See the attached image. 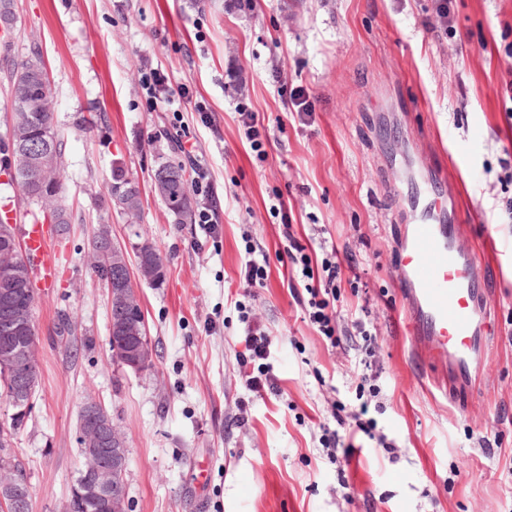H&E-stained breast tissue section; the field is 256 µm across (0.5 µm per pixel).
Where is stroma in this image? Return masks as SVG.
Masks as SVG:
<instances>
[{
    "label": "stroma",
    "mask_w": 512,
    "mask_h": 512,
    "mask_svg": "<svg viewBox=\"0 0 512 512\" xmlns=\"http://www.w3.org/2000/svg\"><path fill=\"white\" fill-rule=\"evenodd\" d=\"M16 3L9 54L39 50L48 67L71 214L53 239L58 280L36 296L37 394L10 448L33 512H66L89 398L126 438L128 512H512V223L500 221L512 122L499 96L512 79V0H451L446 29L436 0ZM147 64L186 97L147 101ZM293 88L314 112L295 114ZM243 109L266 129L260 150ZM165 162L210 173L216 230L175 223L152 193ZM118 165L142 191L132 228L110 199ZM427 182L440 184L458 246L487 283L485 344L458 375L415 354L406 333L398 250ZM285 217L312 251L335 246L356 265L338 284L336 324L376 338L377 427L337 464L321 426L358 413L359 353L327 346L299 303L304 289L288 287ZM102 221L116 242H151L164 259L162 282L135 285L154 350L144 371L112 361L90 257ZM251 247L270 276L248 289ZM246 315L271 339L279 391L261 398L240 364Z\"/></svg>",
    "instance_id": "obj_1"
}]
</instances>
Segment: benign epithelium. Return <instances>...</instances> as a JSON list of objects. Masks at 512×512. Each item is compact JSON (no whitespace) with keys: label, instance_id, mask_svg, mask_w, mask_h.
<instances>
[{"label":"benign epithelium","instance_id":"7a95c632","mask_svg":"<svg viewBox=\"0 0 512 512\" xmlns=\"http://www.w3.org/2000/svg\"><path fill=\"white\" fill-rule=\"evenodd\" d=\"M9 138L21 148L37 181L49 186L36 195L25 184L22 195L39 203H61L54 189L59 156L45 148L43 136L25 130L19 120L11 123ZM175 178L174 169H157L153 175L156 195L168 198L169 181ZM134 250L139 280L157 282L163 267L154 261L155 247L144 241L135 244ZM91 251L94 258H105L112 268V278L104 281L109 297L112 360L121 367L142 371L152 363L153 348L137 291L128 285L132 274L127 250L115 243L111 225L103 224L92 240ZM33 300L21 243L5 230L0 233V383L13 409L10 421L0 422V444L6 447L11 445V433L18 423L29 417L38 384ZM78 442L83 464L75 479L68 512H126L129 453L125 437L94 399L86 400L80 409ZM0 508L5 512H31L29 479L16 462L7 458L0 461Z\"/></svg>","mask_w":512,"mask_h":512}]
</instances>
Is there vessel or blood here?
Listing matches in <instances>:
<instances>
[{
  "label": "vessel or blood",
  "instance_id": "b4317fda",
  "mask_svg": "<svg viewBox=\"0 0 512 512\" xmlns=\"http://www.w3.org/2000/svg\"><path fill=\"white\" fill-rule=\"evenodd\" d=\"M414 206L418 216L399 253L407 281V333L426 359L461 371L488 325L478 264L458 248V227L450 223L446 208L437 205L431 186L418 187ZM24 237L37 287H52L57 267L48 252L50 225H25Z\"/></svg>",
  "mask_w": 512,
  "mask_h": 512
}]
</instances>
